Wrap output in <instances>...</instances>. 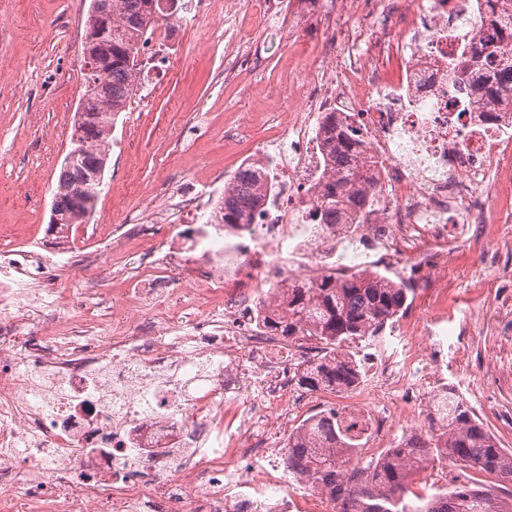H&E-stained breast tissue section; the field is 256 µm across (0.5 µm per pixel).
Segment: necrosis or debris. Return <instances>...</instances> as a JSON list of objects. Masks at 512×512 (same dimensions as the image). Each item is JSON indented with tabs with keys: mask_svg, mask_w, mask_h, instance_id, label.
Returning a JSON list of instances; mask_svg holds the SVG:
<instances>
[{
	"mask_svg": "<svg viewBox=\"0 0 512 512\" xmlns=\"http://www.w3.org/2000/svg\"><path fill=\"white\" fill-rule=\"evenodd\" d=\"M327 2L325 66L286 139L249 158L272 184L253 223L226 237L213 192L194 189L176 207L205 222L182 244L161 255L153 225L127 229L141 249L107 335L85 300L102 280L63 308H30L33 254L0 242V512H301L293 479L262 466L277 450L255 402L287 412L303 396L255 306L287 284L288 257L318 266L336 247L309 216L331 176L328 117L354 123L371 166L359 224L377 251L426 265L420 228L443 239L452 223L512 221V103L474 106L471 82L447 75L479 36L485 0ZM346 14L355 23L337 24ZM60 310L70 328L44 334Z\"/></svg>",
	"mask_w": 512,
	"mask_h": 512,
	"instance_id": "obj_1",
	"label": "necrosis or debris"
}]
</instances>
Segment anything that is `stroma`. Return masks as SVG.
<instances>
[{
  "instance_id": "35a3bbf8",
  "label": "stroma",
  "mask_w": 512,
  "mask_h": 512,
  "mask_svg": "<svg viewBox=\"0 0 512 512\" xmlns=\"http://www.w3.org/2000/svg\"><path fill=\"white\" fill-rule=\"evenodd\" d=\"M89 8L90 0H0V232L36 242L56 260L54 286L67 294L79 293L91 273L63 263L46 230L87 72L83 41L70 37L67 21L85 22ZM224 12L244 25L261 66L219 78L232 29L216 27L203 10L188 21L174 17L175 52L144 51L149 70L174 77L137 117L119 113L89 219L94 233L76 241L72 252L97 251L107 267L135 262L133 245L122 242L131 218L156 199L208 185L214 172L236 170L244 155L282 133L284 118L269 111L267 96L280 90L284 108L292 107L329 32L316 18H296L288 4L263 24L253 21V0H228ZM448 237L452 250L428 270L391 266L355 236L337 240L336 266L344 268L347 256L357 253L363 268L412 285L411 305L388 328L403 329L410 316L429 328L411 338L417 351H431L436 365L434 380L413 391L417 409L428 412L434 395L454 388L512 452V340L504 335L512 325V223L452 224ZM480 246L495 251L494 268L473 257L472 248ZM347 401L346 394L323 390L309 393L291 415L269 410V425L282 431L276 445L301 419L344 409Z\"/></svg>"
}]
</instances>
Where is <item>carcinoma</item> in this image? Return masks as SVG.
I'll return each mask as SVG.
<instances>
[{
    "label": "carcinoma",
    "instance_id": "cac0c4a2",
    "mask_svg": "<svg viewBox=\"0 0 512 512\" xmlns=\"http://www.w3.org/2000/svg\"><path fill=\"white\" fill-rule=\"evenodd\" d=\"M112 41L100 37L97 18L88 15L84 61L88 69L79 109L81 129H73L71 150L60 172L51 213L55 226L70 232L85 224L101 193L116 116L136 92L135 75L146 34L178 14L163 0H103ZM482 27L486 35L465 44L461 59L448 60V74L470 69L474 92L512 95V0H487ZM349 124L331 123L326 145L336 179L324 189L321 205L310 216L323 227L347 235L348 212L359 216L369 202L363 184L359 143ZM260 171L237 170L224 188V229L239 231L251 223L262 198ZM414 289L374 270L348 273L331 264L314 280L288 279L283 306L263 309L260 328L293 342L312 338L313 356L294 365V379L307 391L347 392L361 378L360 361L350 344L379 335L408 307ZM436 423L420 433L404 435L376 462L349 465L346 454L360 448L365 422L334 408L303 419L289 434L284 453L288 475L306 482L336 512H512V500L500 497L495 483H512V453L499 447L493 434L453 388L435 397ZM451 464L460 474L449 490L431 495L412 493L415 475L427 466ZM494 482L474 480L470 473Z\"/></svg>",
    "mask_w": 512,
    "mask_h": 512
}]
</instances>
